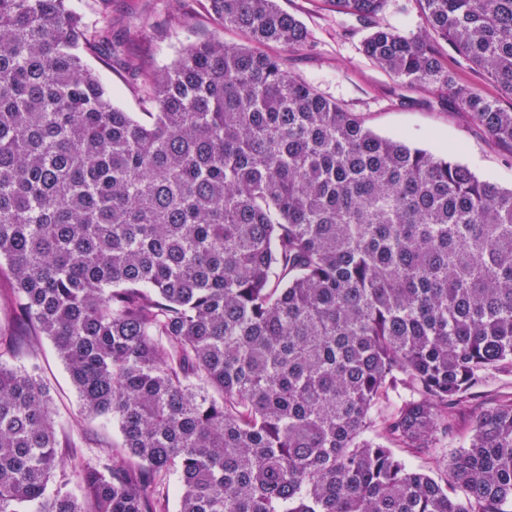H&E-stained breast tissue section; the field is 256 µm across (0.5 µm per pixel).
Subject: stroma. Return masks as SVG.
Segmentation results:
<instances>
[{"mask_svg":"<svg viewBox=\"0 0 512 512\" xmlns=\"http://www.w3.org/2000/svg\"><path fill=\"white\" fill-rule=\"evenodd\" d=\"M306 27V47L291 61L293 74L346 111L360 115L366 127L468 166L484 179L512 187V154L488 139L451 101L433 86L412 88L363 54L368 30L355 17L332 10L328 0H278ZM89 24H108L111 39L87 59L115 106L139 113L144 109L141 78L133 61L148 62L162 72L187 46L206 39L215 28L203 0H69ZM189 16L186 26L172 24L171 14ZM38 363L51 388L60 421V441L72 442L77 453L110 446L118 433L103 418L86 417L68 374L49 339H41ZM512 396V375L475 388L458 419V440H465L471 419L490 401Z\"/></svg>","mask_w":512,"mask_h":512,"instance_id":"obj_1","label":"stroma"}]
</instances>
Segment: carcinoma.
Listing matches in <instances>:
<instances>
[{
	"label": "carcinoma",
	"mask_w": 512,
	"mask_h": 512,
	"mask_svg": "<svg viewBox=\"0 0 512 512\" xmlns=\"http://www.w3.org/2000/svg\"><path fill=\"white\" fill-rule=\"evenodd\" d=\"M246 40L142 65V121L84 55L68 0H0V512H512V188L382 137L288 69L308 31L277 0H207ZM364 54L451 90L512 154V108L459 84L450 46L512 100V0H328ZM52 341L120 442L62 464ZM440 455L437 479L398 456ZM421 22L415 0H388L377 17V23L395 27L405 35L417 33ZM468 408L458 419V435L453 443L456 447L466 439L471 428V419L474 414L481 411L490 401L500 396H512V375L500 376L486 386L475 388L471 391Z\"/></svg>",
	"instance_id": "carcinoma-1"
}]
</instances>
